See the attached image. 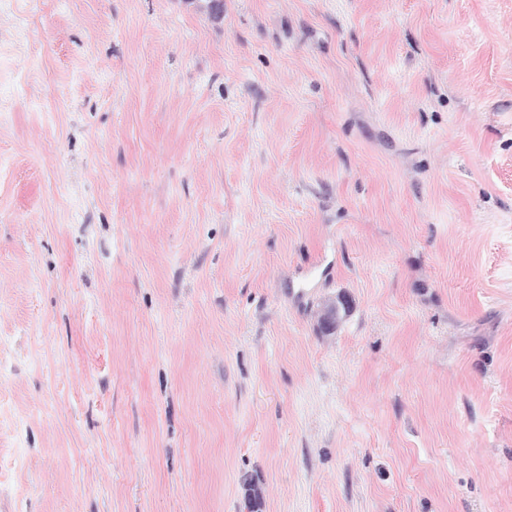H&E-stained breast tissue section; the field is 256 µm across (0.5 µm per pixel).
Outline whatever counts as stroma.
<instances>
[{"instance_id": "stroma-1", "label": "stroma", "mask_w": 512, "mask_h": 512, "mask_svg": "<svg viewBox=\"0 0 512 512\" xmlns=\"http://www.w3.org/2000/svg\"><path fill=\"white\" fill-rule=\"evenodd\" d=\"M0 448V512H512V0H13Z\"/></svg>"}]
</instances>
